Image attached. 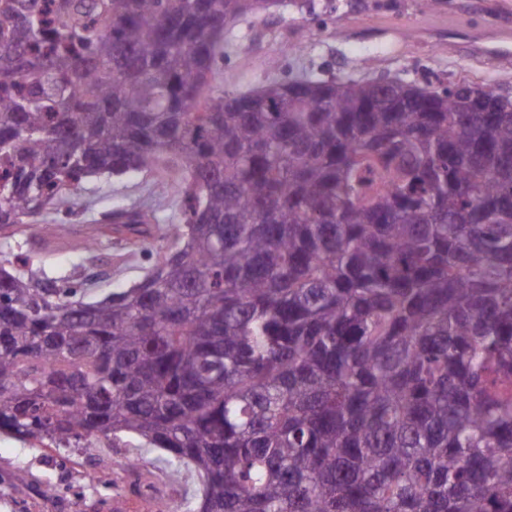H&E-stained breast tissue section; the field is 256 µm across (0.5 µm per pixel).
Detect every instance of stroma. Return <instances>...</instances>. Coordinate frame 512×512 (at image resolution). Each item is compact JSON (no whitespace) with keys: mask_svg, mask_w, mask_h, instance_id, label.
<instances>
[{"mask_svg":"<svg viewBox=\"0 0 512 512\" xmlns=\"http://www.w3.org/2000/svg\"><path fill=\"white\" fill-rule=\"evenodd\" d=\"M512 24V0H307L271 13L242 17L224 33L220 78L225 89L249 92L267 79L310 70L325 79L392 78L421 85L447 86L468 79L512 93V60L507 55L473 56L466 29H495ZM300 41L301 50L291 48ZM159 177L145 172L132 178L98 177L75 196L57 203L49 224L66 225L62 238L43 242L30 231L36 263L52 275L80 271L89 286L105 294L140 279L152 263L136 251L116 263L120 242H102L95 262L86 260V239L115 208L147 212L153 223L178 220L179 198L160 191ZM153 474L173 512L195 497L196 486L157 452L97 445L89 451L58 452L0 435V512H155L152 498L134 493L129 459ZM54 494H46V486Z\"/></svg>","mask_w":512,"mask_h":512,"instance_id":"obj_1","label":"stroma"}]
</instances>
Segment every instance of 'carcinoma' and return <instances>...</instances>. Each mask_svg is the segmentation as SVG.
Returning <instances> with one entry per match:
<instances>
[{"label": "carcinoma", "mask_w": 512, "mask_h": 512, "mask_svg": "<svg viewBox=\"0 0 512 512\" xmlns=\"http://www.w3.org/2000/svg\"><path fill=\"white\" fill-rule=\"evenodd\" d=\"M282 5L0 0V433L157 450L185 512H512V95L224 90L215 32ZM148 171L181 215L138 281L30 262L48 206Z\"/></svg>", "instance_id": "obj_1"}]
</instances>
